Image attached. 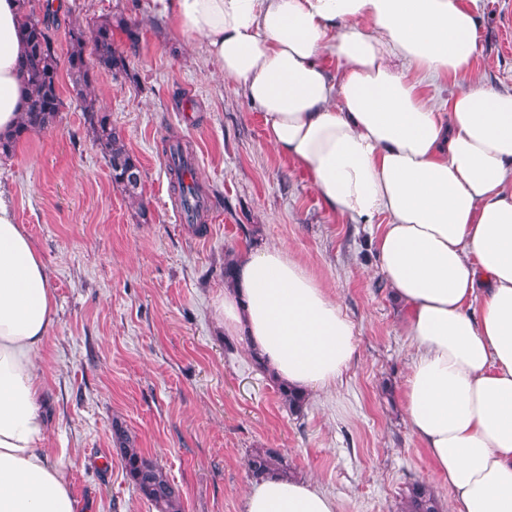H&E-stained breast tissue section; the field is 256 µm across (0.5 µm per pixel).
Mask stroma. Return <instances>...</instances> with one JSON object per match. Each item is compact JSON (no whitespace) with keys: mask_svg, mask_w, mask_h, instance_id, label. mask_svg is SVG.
Masks as SVG:
<instances>
[{"mask_svg":"<svg viewBox=\"0 0 512 512\" xmlns=\"http://www.w3.org/2000/svg\"><path fill=\"white\" fill-rule=\"evenodd\" d=\"M106 20L128 72L103 77L88 95L139 163V201L113 186L64 72L55 122L0 158V191L56 298L40 354L44 445L65 450L87 512H154L126 477L118 422L180 488L183 512H242L245 460L256 448L280 450L336 497L339 512H399L416 481L449 506L452 490L404 419L412 339L369 234L326 210L306 174L269 144L263 112L169 28L153 0H64L51 31L59 59L71 24ZM479 34L473 76L512 91V0H483ZM168 140L193 151L211 199L203 229L176 210ZM257 240L286 247L355 326L351 365L298 416L215 313L225 252Z\"/></svg>","mask_w":512,"mask_h":512,"instance_id":"obj_1","label":"stroma"}]
</instances>
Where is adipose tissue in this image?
<instances>
[{
  "instance_id": "adipose-tissue-1",
  "label": "adipose tissue",
  "mask_w": 512,
  "mask_h": 512,
  "mask_svg": "<svg viewBox=\"0 0 512 512\" xmlns=\"http://www.w3.org/2000/svg\"><path fill=\"white\" fill-rule=\"evenodd\" d=\"M225 82L265 115L330 213L368 228L406 310L412 433L454 492L448 512H512V91L471 78L481 0H156ZM18 0H0V135L26 96ZM45 264L0 197V512H80L63 453L45 448L39 353L54 325ZM274 380L334 387L355 328L285 247L240 253L216 305ZM244 512H338L316 480L250 482Z\"/></svg>"
}]
</instances>
